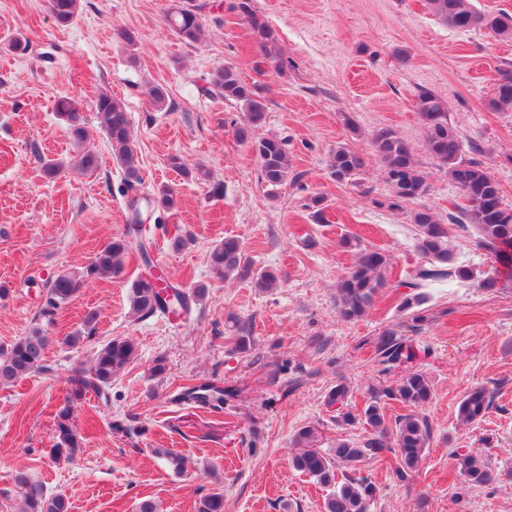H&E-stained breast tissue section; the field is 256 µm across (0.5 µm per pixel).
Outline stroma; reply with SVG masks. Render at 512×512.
Returning <instances> with one entry per match:
<instances>
[{
  "label": "stroma",
  "instance_id": "stroma-1",
  "mask_svg": "<svg viewBox=\"0 0 512 512\" xmlns=\"http://www.w3.org/2000/svg\"><path fill=\"white\" fill-rule=\"evenodd\" d=\"M204 34L181 41L166 13L172 0H81L74 22L59 25L49 0H0V348L32 327L50 337L45 367L0 387V512L14 499L12 475L24 468L48 493H63L71 512H135L154 500L160 512H195L213 488L224 512H321L325 488L295 472L292 439L312 427L322 449L337 439L360 440L362 427H341L325 397L336 381L363 408L381 365L369 340L392 328L413 345L415 367L432 384L424 413L433 427L415 476L394 479L389 463L364 464L379 488L374 512H512V274L496 272L486 251L452 234L449 244L469 279L449 277L423 287L424 302L403 310L417 270L414 226L390 209V186L370 158L369 137L390 127L414 150L429 190L420 205L440 218L458 212L461 198L425 147L415 110L421 90L445 99L463 140L483 149L481 160L512 208V112H492L496 66L512 63V41L442 24L425 0H251L274 28L282 69L259 67V51L232 0H196ZM129 31L134 44L121 37ZM24 36L25 54L8 51ZM406 50L399 61L396 50ZM233 66L267 98L264 132L287 137L297 184L271 189L259 176L252 149L234 125L240 108L206 93L216 68ZM162 87L169 109L157 110L150 90ZM121 100L140 160L144 195L169 186L173 208L144 212L142 237L156 269L204 295L190 315L141 318L130 308V286L141 276L129 256L119 277L85 281L67 305L47 315L46 286L57 274L90 263L130 226L123 170L112 155L92 104L100 92ZM78 98L99 157L95 172L76 166V150L57 119V97ZM368 154L366 167L338 183L327 163L337 143ZM59 162L47 174L42 158ZM180 158L201 176L172 167ZM221 194H213L214 185ZM326 201L314 222L310 196ZM185 245L176 250L174 238ZM239 239L255 266L277 270V290L224 281L208 254L224 238ZM351 238L354 248L341 244ZM387 255L386 286L369 314L356 321L336 312V280L356 248ZM497 286L484 288L485 274ZM98 312L91 336L77 347L62 339L81 328L86 310ZM249 324L254 346L234 352L231 317ZM137 344L136 360L102 396L87 395L74 411L81 451L74 462L55 459L56 413L70 377L94 351L117 337ZM167 370L151 375L156 359ZM216 385L231 395L218 409L180 398L183 387ZM493 395L483 421L459 422L460 400L473 388ZM127 432L112 430V423ZM170 448L185 459L175 474L154 454ZM477 452L496 472L474 486L456 479L453 452Z\"/></svg>",
  "mask_w": 512,
  "mask_h": 512
}]
</instances>
